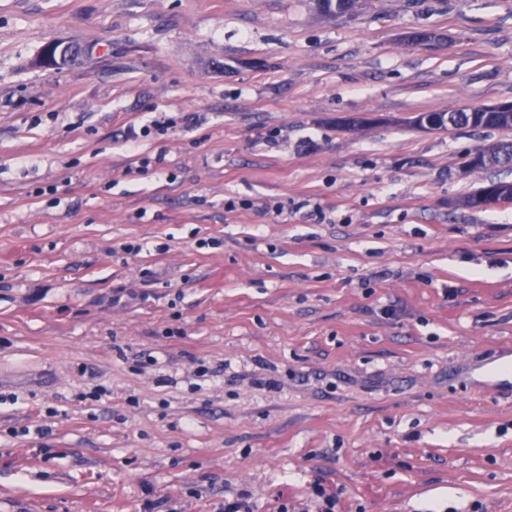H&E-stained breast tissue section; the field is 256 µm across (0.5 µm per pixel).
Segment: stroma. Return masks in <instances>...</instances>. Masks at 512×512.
<instances>
[{
    "label": "stroma",
    "instance_id": "obj_1",
    "mask_svg": "<svg viewBox=\"0 0 512 512\" xmlns=\"http://www.w3.org/2000/svg\"><path fill=\"white\" fill-rule=\"evenodd\" d=\"M509 101L512 0H0V512H512V129L411 123ZM496 150L489 153L487 150H478L475 153L474 169L487 167H512V142H503L495 146Z\"/></svg>",
    "mask_w": 512,
    "mask_h": 512
}]
</instances>
